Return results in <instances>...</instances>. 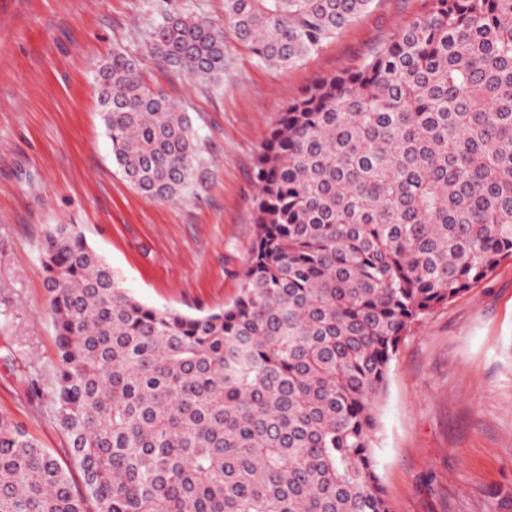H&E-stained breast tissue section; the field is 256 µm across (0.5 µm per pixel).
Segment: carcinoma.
Returning a JSON list of instances; mask_svg holds the SVG:
<instances>
[{
  "label": "carcinoma",
  "mask_w": 512,
  "mask_h": 512,
  "mask_svg": "<svg viewBox=\"0 0 512 512\" xmlns=\"http://www.w3.org/2000/svg\"><path fill=\"white\" fill-rule=\"evenodd\" d=\"M373 0H224L237 43L289 66ZM224 29L165 18L147 52L224 75ZM95 74L112 158L176 201L187 113L114 51ZM255 241L227 308L138 301L81 231L41 245L56 421L84 490L0 416V512H391L375 458L399 345L512 262V0H426L355 70L280 113L256 159Z\"/></svg>",
  "instance_id": "obj_1"
}]
</instances>
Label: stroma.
<instances>
[{
  "mask_svg": "<svg viewBox=\"0 0 512 512\" xmlns=\"http://www.w3.org/2000/svg\"><path fill=\"white\" fill-rule=\"evenodd\" d=\"M424 10L373 0L297 63H259L237 43L224 76L159 68L146 45L163 17L224 21V0H0V415L69 468L55 421V336L40 262L47 227L76 226L141 302L194 314L230 305L255 239L265 132L317 78L360 67ZM120 51L187 112L200 163L161 202L120 175L93 73ZM375 455L391 512H512V263L436 307L402 341L378 407Z\"/></svg>",
  "mask_w": 512,
  "mask_h": 512,
  "instance_id": "obj_1",
  "label": "stroma"
}]
</instances>
